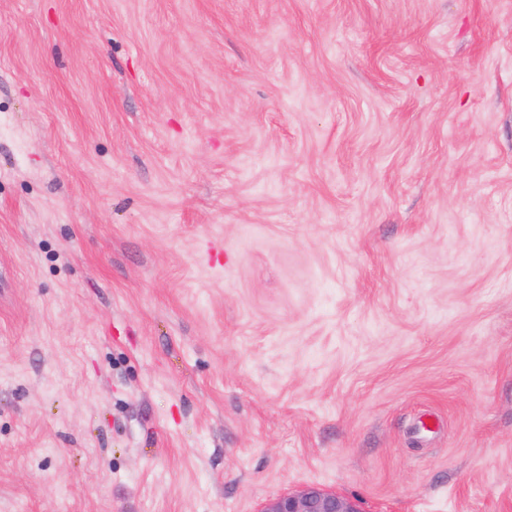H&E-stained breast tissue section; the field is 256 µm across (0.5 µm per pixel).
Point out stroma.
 Returning a JSON list of instances; mask_svg holds the SVG:
<instances>
[{
    "mask_svg": "<svg viewBox=\"0 0 512 512\" xmlns=\"http://www.w3.org/2000/svg\"><path fill=\"white\" fill-rule=\"evenodd\" d=\"M512 512V0H0V512ZM259 512H358L353 502L336 492L306 487L268 500Z\"/></svg>",
    "mask_w": 512,
    "mask_h": 512,
    "instance_id": "35a3bbf8",
    "label": "stroma"
}]
</instances>
